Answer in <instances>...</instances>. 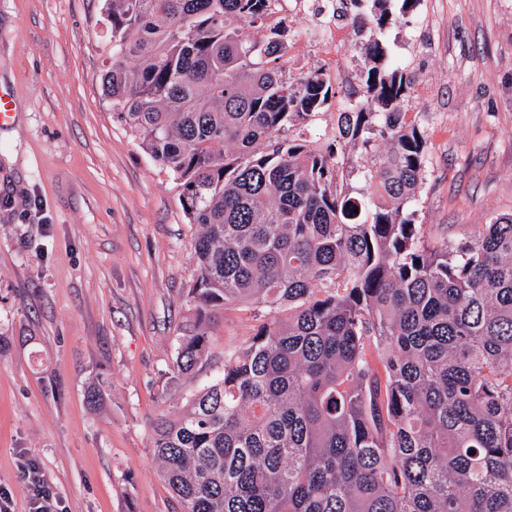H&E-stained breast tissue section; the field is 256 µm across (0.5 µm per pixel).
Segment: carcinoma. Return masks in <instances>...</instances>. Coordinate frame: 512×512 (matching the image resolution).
Here are the masks:
<instances>
[{"label":"carcinoma","mask_w":512,"mask_h":512,"mask_svg":"<svg viewBox=\"0 0 512 512\" xmlns=\"http://www.w3.org/2000/svg\"><path fill=\"white\" fill-rule=\"evenodd\" d=\"M275 2L104 4L103 94L200 227L173 376L206 359L212 312H264L155 422L161 476L178 512H512V215L468 244H424L404 216L425 159L411 78L377 38L363 86L379 111L351 104L338 131L386 151L365 193L343 192L334 152L288 136L331 85L287 75ZM388 2L367 19L379 32Z\"/></svg>","instance_id":"obj_1"}]
</instances>
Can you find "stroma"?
I'll return each mask as SVG.
<instances>
[{"mask_svg":"<svg viewBox=\"0 0 512 512\" xmlns=\"http://www.w3.org/2000/svg\"><path fill=\"white\" fill-rule=\"evenodd\" d=\"M102 7L0 0V85L15 110L0 128V486L15 512L29 510L24 456L65 512H175L152 427L181 412L260 324L254 306L225 305L208 324V360L172 379L173 340L194 313L197 227L102 94ZM370 35L347 20L321 41L289 4V61L323 70L333 90L308 147H338V115L371 65ZM383 42L413 79L408 118L425 140L404 215L425 243L471 240L512 213V0H416ZM342 150L347 189L364 191L384 145Z\"/></svg>","mask_w":512,"mask_h":512,"instance_id":"1","label":"stroma"}]
</instances>
